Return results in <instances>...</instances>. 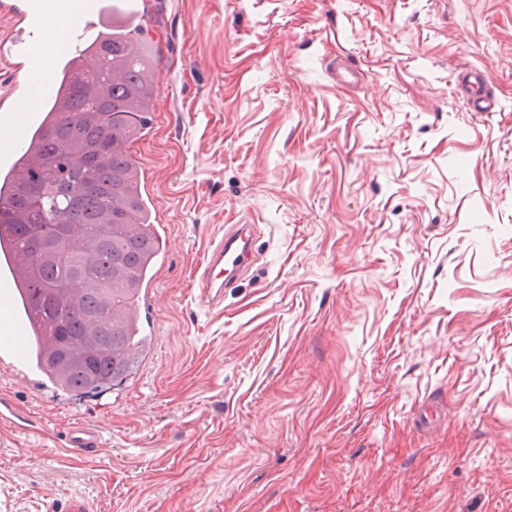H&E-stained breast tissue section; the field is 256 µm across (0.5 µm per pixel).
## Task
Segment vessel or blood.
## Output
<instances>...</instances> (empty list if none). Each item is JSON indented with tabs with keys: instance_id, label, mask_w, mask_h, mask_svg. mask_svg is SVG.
<instances>
[{
	"instance_id": "obj_1",
	"label": "vessel or blood",
	"mask_w": 512,
	"mask_h": 512,
	"mask_svg": "<svg viewBox=\"0 0 512 512\" xmlns=\"http://www.w3.org/2000/svg\"><path fill=\"white\" fill-rule=\"evenodd\" d=\"M65 7L66 0H0V12L12 20L8 35L0 38V63L14 73L8 90L0 93V127L18 130L15 139L0 144V194L5 196L16 193L30 148L54 119L53 113L31 107V94L22 73L36 63L34 37L45 18ZM145 17L140 0H84L79 22L70 32V47L54 60L55 78L73 76L79 61L95 43L110 38L113 29L132 26ZM464 94L470 111L490 112L497 105L482 70L472 71ZM253 231L250 224L229 225L223 240L207 252L201 282L202 298L208 305L219 306L225 279L250 267L253 258L248 236ZM35 334L33 314L20 300L17 252L7 237L0 241V353L13 367L23 366ZM65 440L67 448L84 456L96 453L101 446L98 429L85 423L72 426Z\"/></svg>"
}]
</instances>
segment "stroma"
<instances>
[{
    "mask_svg": "<svg viewBox=\"0 0 512 512\" xmlns=\"http://www.w3.org/2000/svg\"><path fill=\"white\" fill-rule=\"evenodd\" d=\"M148 2L151 346L101 393L0 364V512H512V0ZM487 75L480 69H475L465 85L464 102L472 112H492L496 99L489 93ZM226 226L229 227L226 229ZM254 235L253 224L225 225L224 239L207 252L201 277V298L208 305L217 307L223 302L224 277L227 278L226 285L231 284L235 281L231 278L234 273L242 274L252 264L248 241H253ZM65 440L67 448L84 456L96 453L102 444L99 430L85 423L72 426L65 435Z\"/></svg>",
    "mask_w": 512,
    "mask_h": 512,
    "instance_id": "1",
    "label": "stroma"
}]
</instances>
